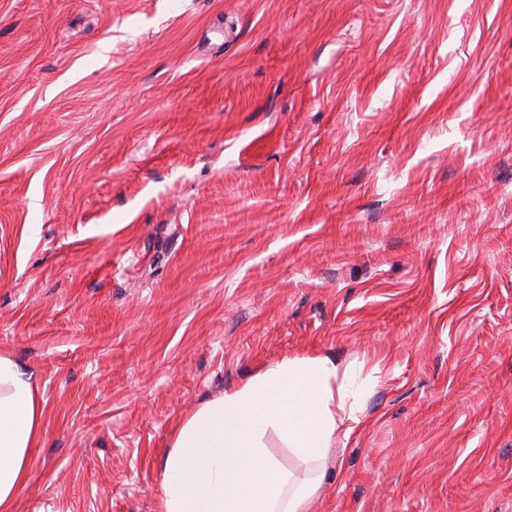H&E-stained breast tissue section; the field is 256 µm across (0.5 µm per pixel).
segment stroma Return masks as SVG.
I'll return each mask as SVG.
<instances>
[{"label":"stroma","mask_w":512,"mask_h":512,"mask_svg":"<svg viewBox=\"0 0 512 512\" xmlns=\"http://www.w3.org/2000/svg\"><path fill=\"white\" fill-rule=\"evenodd\" d=\"M15 512H159L285 358L363 364L309 512H512V0H0ZM45 399L12 357L0 355V511L13 512L29 478L30 450L40 438Z\"/></svg>","instance_id":"35a3bbf8"}]
</instances>
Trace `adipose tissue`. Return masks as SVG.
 Segmentation results:
<instances>
[{"mask_svg":"<svg viewBox=\"0 0 512 512\" xmlns=\"http://www.w3.org/2000/svg\"><path fill=\"white\" fill-rule=\"evenodd\" d=\"M364 382L328 355L288 358L203 402L173 432L163 459L160 512H309L336 432L357 422ZM45 400L12 357L0 355V512L29 478ZM276 437L298 463L271 453Z\"/></svg>","mask_w":512,"mask_h":512,"instance_id":"ef3b65f1","label":"adipose tissue"}]
</instances>
